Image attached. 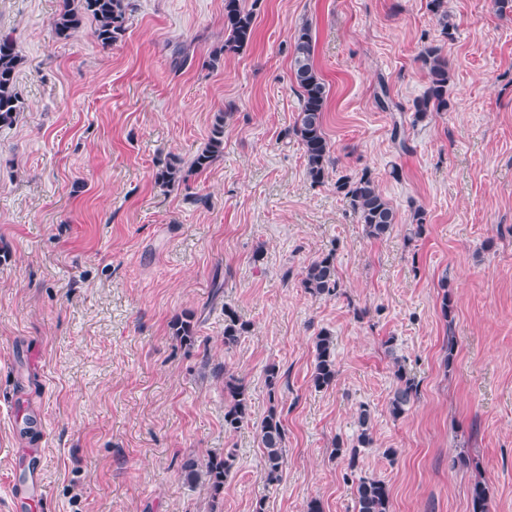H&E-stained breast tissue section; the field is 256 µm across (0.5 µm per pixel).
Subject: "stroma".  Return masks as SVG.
Wrapping results in <instances>:
<instances>
[{"label":"stroma","mask_w":512,"mask_h":512,"mask_svg":"<svg viewBox=\"0 0 512 512\" xmlns=\"http://www.w3.org/2000/svg\"><path fill=\"white\" fill-rule=\"evenodd\" d=\"M427 2L258 0L253 44L212 69L224 0H134L109 47L89 20L56 41L61 0H0L26 103L0 128V512L37 474L44 512H306L313 498L355 512L333 450L356 438L363 408L373 443L358 474L388 484L392 512H470L479 475L488 512H512V12L447 0L449 106L419 123L406 112L412 150L401 153L376 94L408 109L422 93L417 55L439 35ZM305 20L330 86L335 163L320 186L285 135L299 108L290 37ZM180 48L191 62L178 70ZM228 106L223 156L187 185H158L162 163H190ZM366 168L397 212L381 240L334 189ZM415 206L427 224L413 238ZM331 251L341 291L311 296L301 271ZM228 306L252 324L230 350ZM186 312L199 323L191 347L170 329ZM324 329L338 374L318 390L312 343ZM398 363L419 395L395 418ZM228 373L252 416L231 434ZM272 405L286 455L270 484L257 428ZM211 454L232 457L217 498L181 476L184 460Z\"/></svg>","instance_id":"1"}]
</instances>
